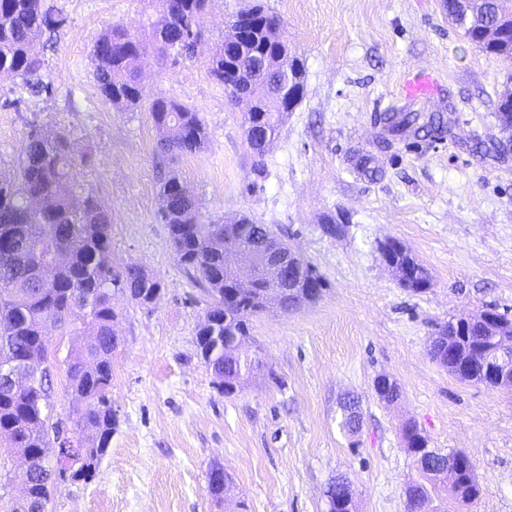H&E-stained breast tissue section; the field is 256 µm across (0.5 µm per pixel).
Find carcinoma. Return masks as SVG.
I'll return each instance as SVG.
<instances>
[{"instance_id": "carcinoma-1", "label": "carcinoma", "mask_w": 512, "mask_h": 512, "mask_svg": "<svg viewBox=\"0 0 512 512\" xmlns=\"http://www.w3.org/2000/svg\"><path fill=\"white\" fill-rule=\"evenodd\" d=\"M208 0H162V13L149 23V39L144 40L120 25L105 30L94 42L90 57L95 66L101 96L122 108L142 106L145 92L139 81V61L147 48L158 55L190 54L194 41L190 28L200 29ZM448 19L464 37L487 55L512 62V9L505 0H444ZM256 11L251 39L239 43L232 62L224 63V45L216 47L208 66L210 75L224 85L230 98H246L244 115L252 120L245 127L246 142L254 156L261 158L275 139L284 114L285 95L276 90V79L303 83V65L293 58L289 68L276 63L288 51V42L279 31L280 19L262 6ZM69 23L58 6L47 7L43 0H0V79L20 78L34 97L49 98L53 84L41 79L44 60L36 50L38 38L54 35ZM271 63L265 73L254 71L255 62ZM148 112L156 126L166 131L160 142L164 153L188 155L205 145L207 132L199 113L164 97L154 98ZM497 117L512 119V83L506 82L497 103ZM379 122L393 137L412 130L439 137L447 130L438 113L383 112ZM68 133L50 134L41 128L29 130L17 176L0 178V365L19 361L25 364L18 385L0 384V436L9 446L0 448V481H11V493L0 512H45L63 480L54 476L56 468L76 469L81 480L94 477L106 456L116 430L110 392L112 355L118 347L117 315L112 308V292L119 288L141 305L154 303L161 284L142 267H112V217L109 210L88 193L76 197ZM355 168L365 176L379 173L376 157L360 154ZM159 222L168 226L170 240L179 262L203 286L210 297L203 321L195 334L196 353L216 378L223 393L236 392L241 380L264 369L259 353L236 356L231 348L250 339V321L267 310L264 288L249 287L224 270V235L256 224L249 215L230 224H205L200 203L177 175L162 179L159 188ZM382 254L393 259L404 278L400 285L413 292L429 290L430 271L418 263L405 245ZM279 307L293 309L312 288L322 292L324 282L310 264L301 275L282 284ZM88 332L92 337L84 347L66 356L69 388L78 406L72 418V437L58 447L60 425L52 421V375L37 378L34 370L49 363L51 343L47 326ZM488 332L480 322L461 329L453 321L438 328L428 347L431 360L458 379L490 388L508 390L484 370ZM342 405L341 427L352 432L359 424L352 407ZM405 447L414 459L421 479L405 489L406 512H425L430 488L448 478L423 465L424 459L451 458L456 479L451 491L461 509L469 508L481 496L475 463L469 455L451 450L422 452L425 439L413 422L402 429ZM29 458L34 473L16 483L9 467L13 454ZM350 481L340 477L327 491L328 503L345 497Z\"/></svg>"}]
</instances>
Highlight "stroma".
<instances>
[{"label": "stroma", "mask_w": 512, "mask_h": 512, "mask_svg": "<svg viewBox=\"0 0 512 512\" xmlns=\"http://www.w3.org/2000/svg\"><path fill=\"white\" fill-rule=\"evenodd\" d=\"M70 17L44 50L52 98L0 82V177L16 175L28 122L65 130L78 161V193H94L112 216V263L138 265L162 285L155 304L114 292L120 345L112 358L118 427L95 479L64 484L49 512H327L329 482L349 475L356 512H405L417 476L401 428L416 422L430 447L475 462L482 494L468 512H512V393L463 382L427 352L436 324L492 306L512 318V162L484 153L499 135L497 95L512 63L486 55L448 19L443 0H210L193 54L140 60L147 98L199 112L202 150L175 165L199 198L204 223L242 214L275 227L325 281L315 301L278 306L250 325L244 352H260L268 377L226 396L197 356L194 338L208 298L179 263L159 223L157 144L146 109L128 111L99 94L90 49L110 26L140 33L160 0H60ZM262 4L305 68L304 96L263 158L251 153L243 106L210 76L225 22ZM436 70L429 101L399 93L405 74ZM445 107L450 136L407 134L386 149L378 121L390 109ZM383 171L357 172L355 152ZM345 230L323 233L326 218ZM403 242L433 275L415 294L380 252ZM60 361L53 398L61 416L75 401L61 364L86 336L47 330ZM384 375L401 397L381 400ZM361 401L362 428L341 429L345 394ZM223 465L230 501L215 504L207 472Z\"/></svg>", "instance_id": "obj_1"}]
</instances>
